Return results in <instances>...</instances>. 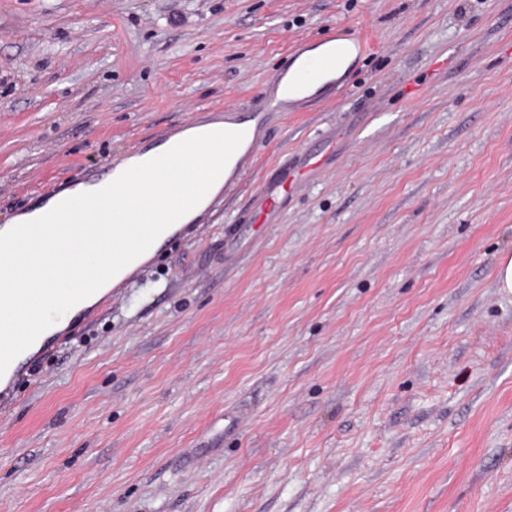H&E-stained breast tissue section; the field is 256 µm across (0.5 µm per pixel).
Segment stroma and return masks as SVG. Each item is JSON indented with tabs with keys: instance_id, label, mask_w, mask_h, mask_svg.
Returning <instances> with one entry per match:
<instances>
[{
	"instance_id": "1",
	"label": "stroma",
	"mask_w": 512,
	"mask_h": 512,
	"mask_svg": "<svg viewBox=\"0 0 512 512\" xmlns=\"http://www.w3.org/2000/svg\"><path fill=\"white\" fill-rule=\"evenodd\" d=\"M340 26L374 43L347 92L269 113L235 192L32 360L0 512H512V0H0V225ZM314 157L304 154L296 160L280 168L278 176L273 180L261 183L251 197L252 217L261 224H273L279 209L299 186L301 177L309 172L315 173L320 168L318 161L311 162Z\"/></svg>"
}]
</instances>
